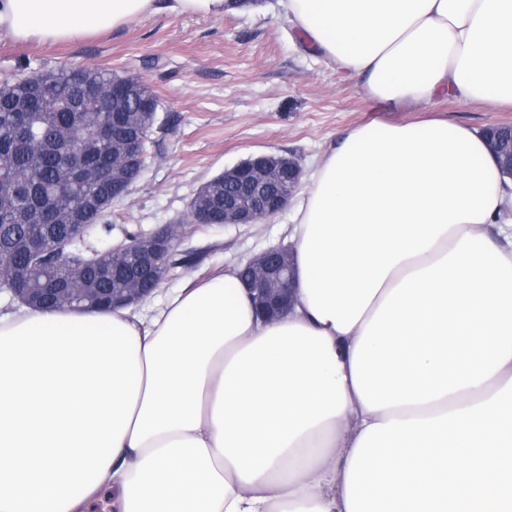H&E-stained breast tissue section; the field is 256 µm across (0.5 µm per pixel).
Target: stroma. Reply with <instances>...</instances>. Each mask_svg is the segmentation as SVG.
I'll return each instance as SVG.
<instances>
[{
    "label": "stroma",
    "mask_w": 512,
    "mask_h": 512,
    "mask_svg": "<svg viewBox=\"0 0 512 512\" xmlns=\"http://www.w3.org/2000/svg\"><path fill=\"white\" fill-rule=\"evenodd\" d=\"M273 0L221 18L160 13L76 43L19 45L0 37V78L22 69L95 65L137 75L159 98L161 130L131 194L102 221L111 235L88 232L83 246L104 249L127 232L187 221L197 189L224 168L260 153L295 158L311 173L337 136L376 119L360 79L329 68L288 23ZM440 116L470 127L512 124V112L439 101ZM289 212L245 226H198L178 242L193 266L167 279L158 297L205 280L224 266L288 244Z\"/></svg>",
    "instance_id": "35a3bbf8"
}]
</instances>
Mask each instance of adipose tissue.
<instances>
[{
  "label": "adipose tissue",
  "instance_id": "1",
  "mask_svg": "<svg viewBox=\"0 0 512 512\" xmlns=\"http://www.w3.org/2000/svg\"><path fill=\"white\" fill-rule=\"evenodd\" d=\"M372 99L291 208L295 303L257 316L239 267L138 311L0 318V512H347L369 425L512 380V180L451 96L512 107V0H276ZM245 0H0V36L72 43Z\"/></svg>",
  "mask_w": 512,
  "mask_h": 512
}]
</instances>
